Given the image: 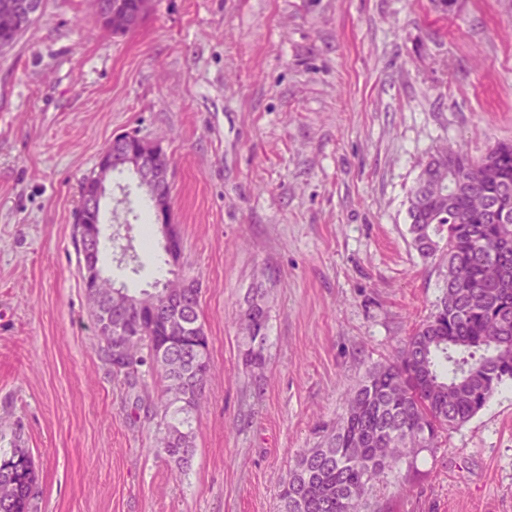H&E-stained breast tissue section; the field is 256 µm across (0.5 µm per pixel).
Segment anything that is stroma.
<instances>
[{
	"label": "stroma",
	"instance_id": "stroma-1",
	"mask_svg": "<svg viewBox=\"0 0 512 512\" xmlns=\"http://www.w3.org/2000/svg\"><path fill=\"white\" fill-rule=\"evenodd\" d=\"M122 132L169 156L179 268L203 284L214 370L182 469L157 452L160 377L135 406L99 350L72 238ZM510 141L512 0H150L124 37L92 0H46L0 52V452L32 453L34 512H279L297 456L440 302L445 265L408 232L429 153ZM147 203L112 173L101 266L133 294L170 276ZM259 285L255 373L238 321ZM369 502L512 512V381Z\"/></svg>",
	"mask_w": 512,
	"mask_h": 512
}]
</instances>
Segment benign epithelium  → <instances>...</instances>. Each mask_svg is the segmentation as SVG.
Wrapping results in <instances>:
<instances>
[{
  "label": "benign epithelium",
  "mask_w": 512,
  "mask_h": 512,
  "mask_svg": "<svg viewBox=\"0 0 512 512\" xmlns=\"http://www.w3.org/2000/svg\"><path fill=\"white\" fill-rule=\"evenodd\" d=\"M94 10L101 22L112 27L130 26V14L124 0H94ZM160 143L140 135L120 133L112 138V149L101 153L94 188L81 200L74 223L77 224L75 240L81 260L82 283L85 293L106 307L112 305L117 294L112 292V284L99 267L97 254L98 229L100 225L101 202L105 196V181L112 171V163L123 161L130 164L147 181L154 195L157 222L164 229V247L172 261H178L182 251V241L175 224L171 206V165ZM201 283L193 278H178L164 286L157 293L165 309L162 321L170 336L180 334L184 322L171 314L174 309H182L189 295L182 293L184 288H199Z\"/></svg>",
  "instance_id": "obj_1"
}]
</instances>
